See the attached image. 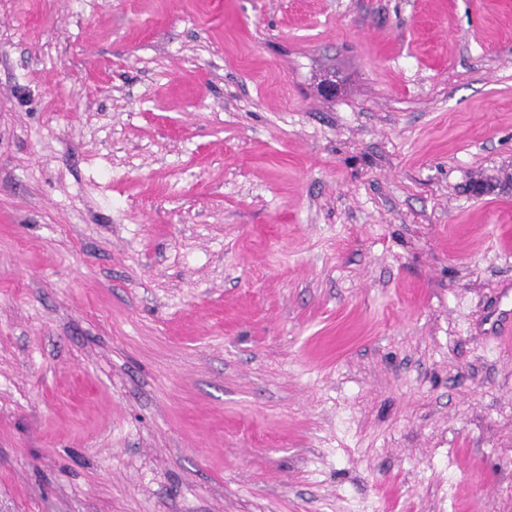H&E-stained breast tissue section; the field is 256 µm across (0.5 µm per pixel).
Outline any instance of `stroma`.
Listing matches in <instances>:
<instances>
[{"label": "stroma", "mask_w": 512, "mask_h": 512, "mask_svg": "<svg viewBox=\"0 0 512 512\" xmlns=\"http://www.w3.org/2000/svg\"><path fill=\"white\" fill-rule=\"evenodd\" d=\"M511 308L512 0H0V512H512Z\"/></svg>", "instance_id": "stroma-1"}]
</instances>
